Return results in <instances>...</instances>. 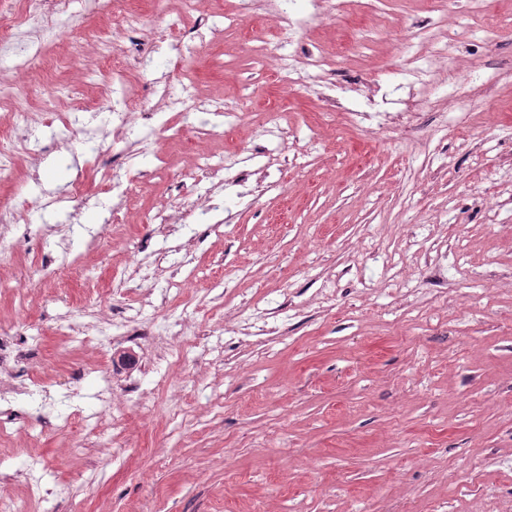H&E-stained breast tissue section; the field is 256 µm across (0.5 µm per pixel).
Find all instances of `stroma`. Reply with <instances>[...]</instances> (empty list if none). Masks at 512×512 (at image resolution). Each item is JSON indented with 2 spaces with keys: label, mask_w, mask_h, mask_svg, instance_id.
<instances>
[{
  "label": "stroma",
  "mask_w": 512,
  "mask_h": 512,
  "mask_svg": "<svg viewBox=\"0 0 512 512\" xmlns=\"http://www.w3.org/2000/svg\"><path fill=\"white\" fill-rule=\"evenodd\" d=\"M497 9L484 44L454 48L465 76L407 42L427 16L417 0H387L371 44L360 14L312 24L307 38L340 50L355 81L344 105L382 104L380 127L321 128L319 90L253 59L249 17L196 45L189 70L155 40L133 88L223 96L240 121L210 147L264 150L244 162L254 179L224 180L232 223L190 216L165 238L148 211L209 188L189 162L203 116L182 113L163 159H140L137 216L106 226L114 199L83 161L87 132H112V72L68 56L73 29L111 40L112 4L69 0L27 68L86 100L87 124L22 103L38 118L0 176V200L21 207L0 239V336H28L33 371L72 402L0 406V498L29 512H512V0ZM414 82L430 111L406 136L391 117ZM467 99L483 114L455 128ZM274 110L288 137L256 138ZM77 178L76 219L41 208ZM144 247L162 255L148 281L132 272ZM139 303L180 334L142 350L63 330L82 308L108 319ZM229 313L266 315L267 334L225 331ZM105 410L119 423L95 426Z\"/></svg>",
  "instance_id": "obj_1"
}]
</instances>
